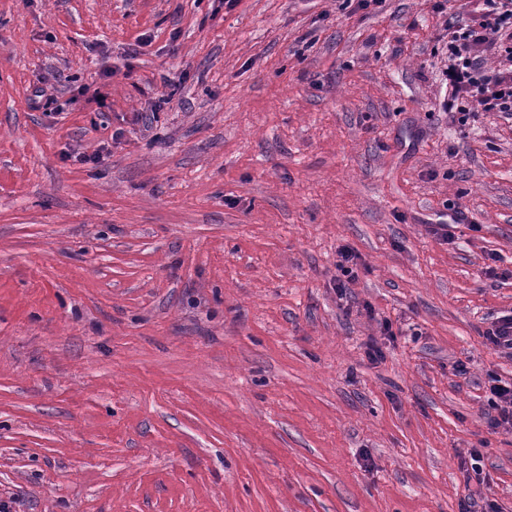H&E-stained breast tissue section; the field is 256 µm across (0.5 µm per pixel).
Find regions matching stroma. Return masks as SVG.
<instances>
[{
  "instance_id": "1",
  "label": "stroma",
  "mask_w": 512,
  "mask_h": 512,
  "mask_svg": "<svg viewBox=\"0 0 512 512\" xmlns=\"http://www.w3.org/2000/svg\"><path fill=\"white\" fill-rule=\"evenodd\" d=\"M475 11L0 0L9 512H512V120L445 80ZM484 338L489 345L512 355V316L499 318L484 333ZM491 398L499 408V417L496 424L508 431H512V380H491L489 385Z\"/></svg>"
}]
</instances>
